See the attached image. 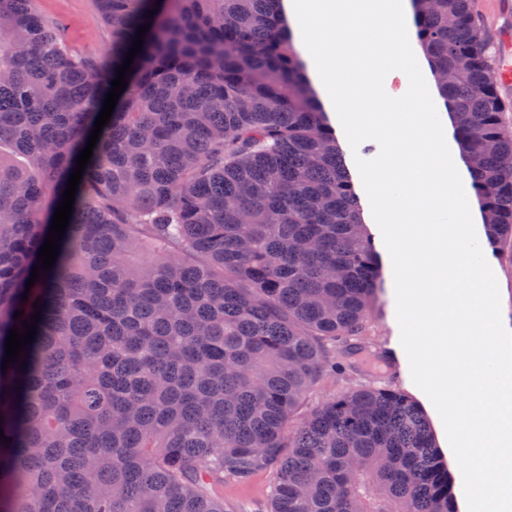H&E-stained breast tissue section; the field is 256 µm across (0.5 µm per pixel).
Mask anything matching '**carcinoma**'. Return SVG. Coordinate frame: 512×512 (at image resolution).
I'll return each mask as SVG.
<instances>
[{
	"label": "carcinoma",
	"mask_w": 512,
	"mask_h": 512,
	"mask_svg": "<svg viewBox=\"0 0 512 512\" xmlns=\"http://www.w3.org/2000/svg\"><path fill=\"white\" fill-rule=\"evenodd\" d=\"M96 2L112 42L86 54L0 0V512H228L215 486L259 471L269 512H455L417 403L383 382L314 400L392 361L363 341L381 268L280 0ZM471 3L412 0L487 241L512 250V105ZM369 381L366 377L355 374L330 375L318 387V397H328L355 385L368 384Z\"/></svg>",
	"instance_id": "obj_1"
}]
</instances>
